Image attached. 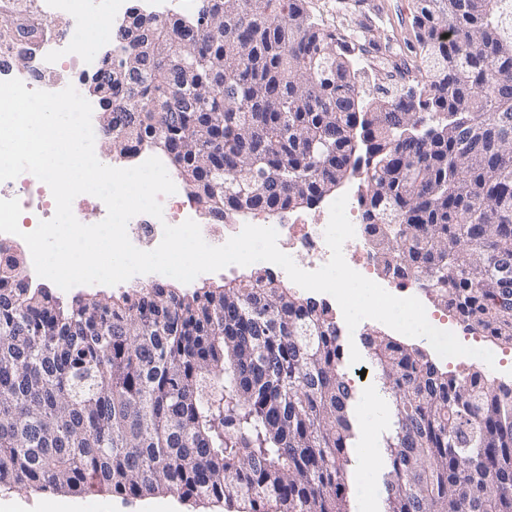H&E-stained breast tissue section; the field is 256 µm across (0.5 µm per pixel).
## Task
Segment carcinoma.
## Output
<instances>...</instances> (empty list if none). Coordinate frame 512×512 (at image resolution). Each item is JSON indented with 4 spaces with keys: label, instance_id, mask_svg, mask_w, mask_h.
Listing matches in <instances>:
<instances>
[{
    "label": "carcinoma",
    "instance_id": "obj_1",
    "mask_svg": "<svg viewBox=\"0 0 512 512\" xmlns=\"http://www.w3.org/2000/svg\"><path fill=\"white\" fill-rule=\"evenodd\" d=\"M199 0L118 28L107 151H163L218 220L311 206L359 165L379 267L512 345V0H415L414 62L361 95L360 37L305 0ZM192 47L168 63L175 42ZM0 266V483L227 512H352L341 328L267 270L63 301ZM390 427L383 512H512V384L365 334Z\"/></svg>",
    "mask_w": 512,
    "mask_h": 512
}]
</instances>
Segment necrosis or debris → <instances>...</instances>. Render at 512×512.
<instances>
[{"label": "necrosis or debris", "instance_id": "obj_1", "mask_svg": "<svg viewBox=\"0 0 512 512\" xmlns=\"http://www.w3.org/2000/svg\"><path fill=\"white\" fill-rule=\"evenodd\" d=\"M130 11L128 0H0V13L14 15L18 23L0 29V81L20 79L30 90L58 92L79 85L88 68L97 67L93 58L82 55L85 41L108 42L112 24L122 23ZM25 67H16V60ZM18 199L36 220L51 219L56 210L50 188L31 173L0 182V199ZM358 191L348 193L347 216L355 223V235L343 246L347 264L364 277H371L373 256L365 243L363 225L357 224ZM163 224L140 214L127 226L130 241L139 249L151 250L162 240L164 224L178 225L196 219L192 207L182 205L178 195L162 197ZM274 227L279 248L291 257H303V270L325 265L331 251L325 227L300 218H280Z\"/></svg>", "mask_w": 512, "mask_h": 512}]
</instances>
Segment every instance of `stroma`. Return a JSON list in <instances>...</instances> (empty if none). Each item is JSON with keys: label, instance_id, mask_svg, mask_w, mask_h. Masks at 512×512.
Here are the masks:
<instances>
[{"label": "stroma", "instance_id": "obj_1", "mask_svg": "<svg viewBox=\"0 0 512 512\" xmlns=\"http://www.w3.org/2000/svg\"><path fill=\"white\" fill-rule=\"evenodd\" d=\"M415 0H306L308 12L326 25L355 28L363 33L364 42L373 48L359 59L358 86L364 96H375L378 87L386 85L391 74L390 63L384 62L379 45L391 44L403 51L414 35L410 18ZM381 322L366 319L353 332V342L362 359L351 367L352 384L359 401L370 402L369 419L363 422L360 447L371 449L368 464H355L351 473L353 512H380V480L385 471L380 445L388 429L375 399L379 389L375 372L363 346V335L381 329ZM97 503L101 512H214L215 506L206 501H184L173 494H157L139 498H123L109 492L75 495L56 490H39L17 486H0V512H88V503Z\"/></svg>", "mask_w": 512, "mask_h": 512}]
</instances>
